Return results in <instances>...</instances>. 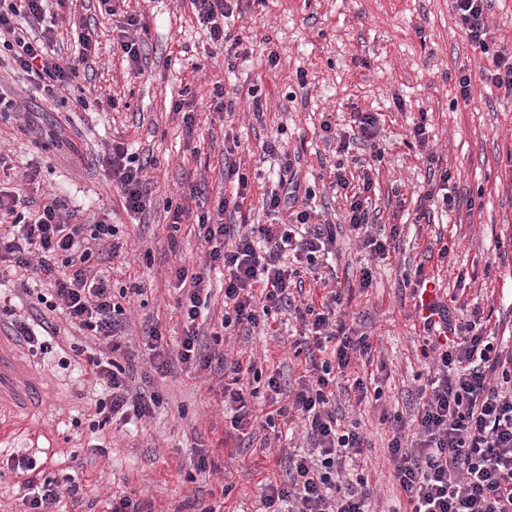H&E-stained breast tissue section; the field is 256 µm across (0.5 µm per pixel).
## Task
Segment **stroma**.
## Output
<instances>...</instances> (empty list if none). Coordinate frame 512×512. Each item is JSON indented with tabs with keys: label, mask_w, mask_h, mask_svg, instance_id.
Returning a JSON list of instances; mask_svg holds the SVG:
<instances>
[{
	"label": "stroma",
	"mask_w": 512,
	"mask_h": 512,
	"mask_svg": "<svg viewBox=\"0 0 512 512\" xmlns=\"http://www.w3.org/2000/svg\"><path fill=\"white\" fill-rule=\"evenodd\" d=\"M139 7L149 28L143 76H128L126 61L113 52L114 24L98 0L76 4L98 29L100 53L72 84L68 103L41 99L28 81L0 65V88L21 105L19 114L0 118V155L11 167L13 187H21L24 171L35 166L42 195L63 196L85 214L109 213L125 252L108 263V278L113 290L139 289L126 306L131 384L159 393L163 402L138 429L109 423L94 428L95 406L81 374L85 358L74 351L82 338L61 329L50 352L31 358L43 383L41 406L0 415V449H36L40 477L70 475L82 483L83 500H63L61 512H104L108 498L122 491L136 494L151 512H201L207 506L234 512L241 499L259 495L261 480H285L283 450L264 448V432L242 441L225 438L223 371L198 375L177 363L169 373L156 374L142 341L143 328L156 323L167 352L180 348L175 269L200 267L202 251L187 228H173L172 208L182 203L190 183L200 182L203 193L191 209H214L229 134L237 137L239 155L255 175L248 223H267L262 194L289 155L301 184L316 192L313 209L336 226V276L341 287L353 290L347 325L377 342L375 357L386 364L379 374L380 407L349 406L341 393L336 403L347 421L360 422L370 443L364 473L382 512H392L399 505L387 453L392 430L381 422V412L412 413L416 376L428 371L405 274L424 266L447 293L476 302L489 331L512 335V96L478 83L474 102H464L457 76L464 71L477 77L490 61L461 29L453 0H243L235 30L256 54L232 68L221 51L212 50L190 0H141ZM268 39L281 55L273 70L257 57ZM300 70L307 74L303 87L296 79ZM218 84L233 102L225 123L208 119ZM254 85L262 98L259 117L248 93ZM81 94L88 109L71 103ZM107 95L119 107L98 105V97ZM184 98L197 114L193 138L173 109ZM357 112L378 114L382 123L385 157L373 173L376 193L369 206L377 224L400 228L396 248L384 260L361 250L345 222L344 196L330 186L336 159L320 125L328 120L349 130ZM420 121L427 124L430 151L453 174L459 202L452 212L437 208L421 222L417 207L429 172L410 135ZM273 139L282 152L265 155L262 146ZM114 140L156 164L145 213H126L98 162ZM445 245L450 252L443 262L438 250ZM367 263L375 274L363 289L359 276ZM296 327L278 313L248 337L209 328L201 343L230 360L253 359L264 374L279 372L292 384L305 367L293 347ZM198 446L217 462V472L193 466Z\"/></svg>",
	"instance_id": "stroma-1"
}]
</instances>
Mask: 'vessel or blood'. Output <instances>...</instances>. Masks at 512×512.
<instances>
[{
  "label": "vessel or blood",
  "mask_w": 512,
  "mask_h": 512,
  "mask_svg": "<svg viewBox=\"0 0 512 512\" xmlns=\"http://www.w3.org/2000/svg\"><path fill=\"white\" fill-rule=\"evenodd\" d=\"M43 388L17 339L0 329V413L37 407Z\"/></svg>",
  "instance_id": "b4317fda"
}]
</instances>
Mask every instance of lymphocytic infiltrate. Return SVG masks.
<instances>
[{"mask_svg":"<svg viewBox=\"0 0 512 512\" xmlns=\"http://www.w3.org/2000/svg\"><path fill=\"white\" fill-rule=\"evenodd\" d=\"M241 0H191L199 25L211 43L224 53L228 66L247 59L249 48L235 34L231 20ZM73 0H0V47L14 70L51 98L65 91L97 53L95 28L84 27L77 55L55 54L57 14ZM455 9L469 41L488 49L489 0H455ZM116 49L133 75H141V32L144 17L128 14L117 23ZM356 138L320 125L338 154H348L352 141L371 148L373 161H382V124L370 112L358 113ZM109 179L121 192L128 213L146 210L151 192L148 159L130 153L121 142L103 155ZM250 172L236 156L235 146L224 148L221 182L224 191L215 211L192 214L187 205L173 213L174 224L191 221L203 253L196 272L178 268L185 290L177 300L184 334L177 354H167L158 326L144 332L145 345L157 374L180 362L203 372L222 368L224 411L236 436H247L255 425L275 428L277 418L301 422L306 447L288 456L286 480L262 485L258 500L245 502L240 512H375L374 492L367 478L354 472L365 459L367 442L358 426H342L336 412V387L356 393L358 401L381 399L382 389H370L363 376L352 374L356 359L373 360L368 336L348 331L349 304L344 292L323 276V259L336 242L331 223L314 222L311 209L281 210L297 200L302 189L292 162H285L276 188L267 190L262 206L273 215L267 224H228L226 213L243 212L250 199ZM373 188L363 174L358 192L348 195L349 230L371 257L387 258L398 226L377 229L369 222L368 201ZM108 213L85 216L69 209L53 195L31 206L20 192L0 191V264L30 271L32 280L50 287L49 310H61L71 325L103 352L87 356L86 374L102 391L95 401L104 421L128 425L151 417L162 399L158 393L131 390L118 362L125 324L123 307L115 302L105 278L93 275L94 256L116 258L120 245ZM224 277L222 328L259 327L270 313L288 311L301 326L308 366L296 386L285 387L279 373L262 375L255 362L227 361L204 350L200 325L208 321L211 276ZM325 288L321 298L295 302L292 291L304 276ZM434 275L423 267L406 275L416 314L424 333L421 354L429 361L425 383L417 388L418 408L411 420L390 415L393 434L387 448L393 481L399 493L398 512H512V343L495 340L480 318L468 319L465 308L450 305L441 295H429ZM262 388H255V381ZM265 394L273 409L251 407V398ZM24 512H56L63 499L78 501L81 487L74 478L59 482L25 480Z\"/></svg>","mask_w":512,"mask_h":512,"instance_id":"lymphocytic-infiltrate-1","label":"lymphocytic infiltrate"}]
</instances>
